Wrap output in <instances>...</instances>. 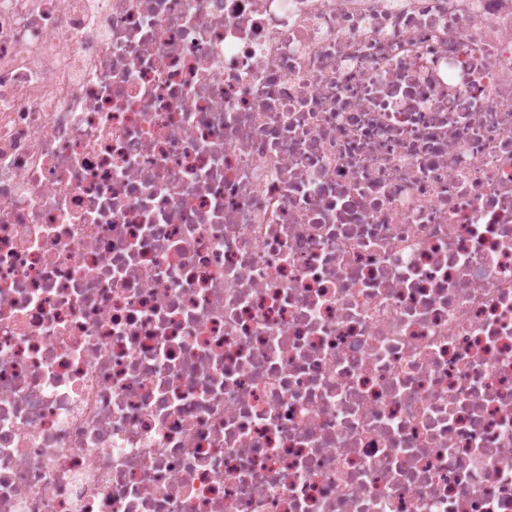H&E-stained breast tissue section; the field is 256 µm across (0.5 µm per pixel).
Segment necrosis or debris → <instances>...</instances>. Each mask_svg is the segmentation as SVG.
<instances>
[{"label": "necrosis or debris", "mask_w": 512, "mask_h": 512, "mask_svg": "<svg viewBox=\"0 0 512 512\" xmlns=\"http://www.w3.org/2000/svg\"><path fill=\"white\" fill-rule=\"evenodd\" d=\"M0 512H512V0H0Z\"/></svg>", "instance_id": "1"}]
</instances>
